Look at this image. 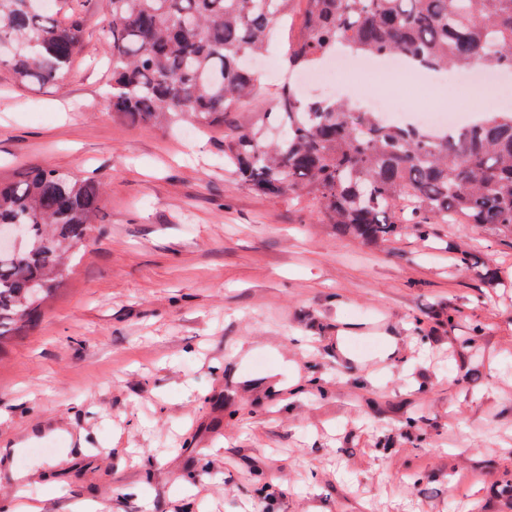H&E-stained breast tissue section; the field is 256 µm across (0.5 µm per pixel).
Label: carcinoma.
I'll use <instances>...</instances> for the list:
<instances>
[{
    "instance_id": "cac0c4a2",
    "label": "carcinoma",
    "mask_w": 512,
    "mask_h": 512,
    "mask_svg": "<svg viewBox=\"0 0 512 512\" xmlns=\"http://www.w3.org/2000/svg\"><path fill=\"white\" fill-rule=\"evenodd\" d=\"M291 0H107L112 38L106 103L120 121L205 132L258 94L246 59L263 53ZM0 0V68L20 84L61 86L79 53L82 20L68 0ZM291 69H309L338 49L402 55L428 70L512 69V0H306ZM224 166L265 196L306 195L318 218L368 245L410 224L423 237L437 224H471L512 245V112L485 116L444 135L389 124L353 102L307 99L284 82L270 107L224 132ZM100 183L33 168L0 181V225L17 224V251L0 250V345L34 325L91 241ZM465 274L497 278L474 253L455 256ZM425 419L405 416L401 434L423 442ZM487 496L512 508V472Z\"/></svg>"
}]
</instances>
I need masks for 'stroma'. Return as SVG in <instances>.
Instances as JSON below:
<instances>
[{
    "label": "stroma",
    "instance_id": "1",
    "mask_svg": "<svg viewBox=\"0 0 512 512\" xmlns=\"http://www.w3.org/2000/svg\"><path fill=\"white\" fill-rule=\"evenodd\" d=\"M104 0H85L80 54L63 88L0 70V177L48 167L103 183L96 239L36 326L0 350V503L23 489L46 512L84 501L150 512H472L512 460V247L466 224L431 238L404 225L369 247L319 223L316 206L260 196L224 167V136L114 119L103 92ZM287 30L266 52L265 96L286 73ZM479 254L498 287L461 274ZM470 305L456 323L448 301ZM485 325L489 363L448 353ZM379 324L369 349L358 342ZM342 365L347 382L338 381ZM318 378L315 398L288 386ZM432 424L417 447L394 428ZM394 448L383 454L380 443ZM211 475L194 482L202 468ZM450 480L406 489L411 471ZM278 498L253 496L257 473Z\"/></svg>",
    "mask_w": 512,
    "mask_h": 512
}]
</instances>
